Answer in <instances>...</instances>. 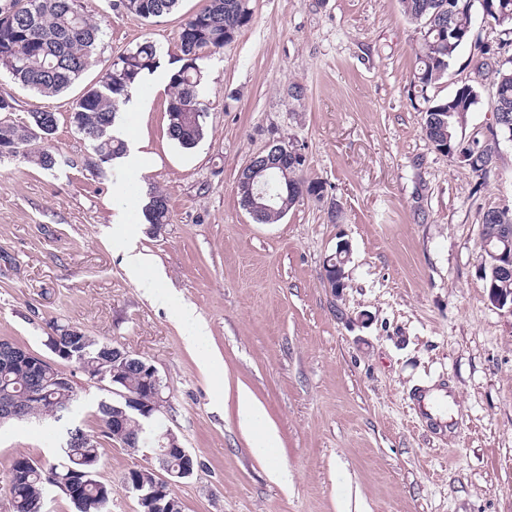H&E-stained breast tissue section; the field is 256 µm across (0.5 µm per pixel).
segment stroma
Masks as SVG:
<instances>
[{
  "label": "stroma",
  "instance_id": "stroma-1",
  "mask_svg": "<svg viewBox=\"0 0 512 512\" xmlns=\"http://www.w3.org/2000/svg\"><path fill=\"white\" fill-rule=\"evenodd\" d=\"M80 4L104 29L80 81L44 97L0 75V96L14 101L9 120L55 112V131L34 146L60 158L51 170L0 159V339L47 358L58 323L153 364L166 398L157 420L198 460L173 484L185 512H512V310L489 302L479 273L483 213L512 208V141L500 137L481 178L436 152L423 130L433 102L477 82L481 101L459 140L466 148L489 137L494 89L478 72V44L506 42L512 56V33L473 7L475 42L423 91L411 83L421 29L399 0H250L248 27L201 63L204 137L184 149L167 133L170 89L154 78L181 67L178 31L202 0H180L153 22L112 0ZM146 39L158 68L132 90L113 134L147 161L89 171L72 103ZM295 84L298 100L288 95ZM276 139L301 149L304 177L326 190L258 224L237 178ZM127 186L123 209L116 194ZM157 193L170 212L158 230L143 214ZM124 222L141 225L135 244L164 271L174 304L154 303L127 276L115 246ZM343 240L337 295L324 265ZM182 302L206 324L220 375L189 351ZM60 368L79 394L71 421L98 433L94 410L107 390L72 364ZM241 385L277 429L283 476L239 426ZM429 388L452 401L445 428L420 420L414 396ZM61 431L50 419L0 425V486L17 454L56 460ZM101 456L107 512H137L122 477L147 457L108 440Z\"/></svg>",
  "mask_w": 512,
  "mask_h": 512
}]
</instances>
